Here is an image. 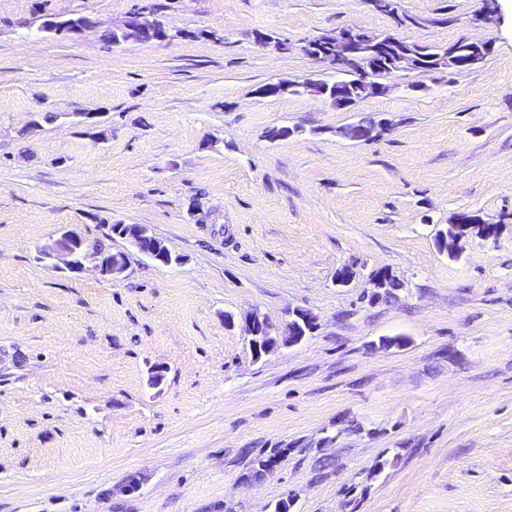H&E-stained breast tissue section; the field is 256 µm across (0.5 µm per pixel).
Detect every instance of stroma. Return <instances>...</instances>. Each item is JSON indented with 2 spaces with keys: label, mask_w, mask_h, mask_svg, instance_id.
Returning a JSON list of instances; mask_svg holds the SVG:
<instances>
[{
  "label": "stroma",
  "mask_w": 512,
  "mask_h": 512,
  "mask_svg": "<svg viewBox=\"0 0 512 512\" xmlns=\"http://www.w3.org/2000/svg\"><path fill=\"white\" fill-rule=\"evenodd\" d=\"M399 3L400 28L370 0H0V512H512V0L486 25L480 0ZM137 5L169 41L39 29H106ZM347 27L494 51L351 112L258 95L335 81L298 45ZM40 112L58 118L26 133ZM365 115L387 131L346 139ZM463 212L501 231L453 259L435 234ZM67 224L127 271L39 260ZM116 224L180 263L130 251ZM296 310L313 332L259 358L224 323L281 329ZM45 27L56 32L59 37L74 40L86 35L92 28L98 27V21L93 17L51 18L45 23ZM318 81L307 80L304 82H290L287 80L270 81L259 90L262 96H284L294 94L297 88H303L306 91L314 92L313 84Z\"/></svg>",
  "instance_id": "1"
}]
</instances>
